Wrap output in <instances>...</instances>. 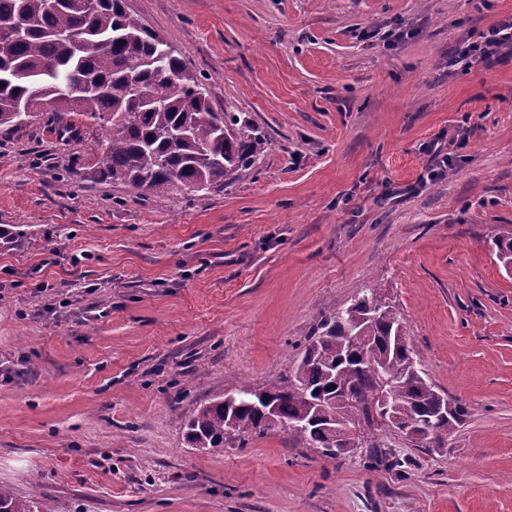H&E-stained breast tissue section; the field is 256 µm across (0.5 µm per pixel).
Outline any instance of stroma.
Wrapping results in <instances>:
<instances>
[{
	"label": "stroma",
	"mask_w": 512,
	"mask_h": 512,
	"mask_svg": "<svg viewBox=\"0 0 512 512\" xmlns=\"http://www.w3.org/2000/svg\"><path fill=\"white\" fill-rule=\"evenodd\" d=\"M264 145L223 191L156 201L69 178L98 132L0 127V485L53 512H512V49L457 64L512 0H126ZM450 153L430 178L426 152ZM377 287L468 407L402 465L188 448L197 404L293 367ZM490 248L506 272H512V229L495 237Z\"/></svg>",
	"instance_id": "35a3bbf8"
}]
</instances>
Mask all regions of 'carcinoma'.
<instances>
[{
  "label": "carcinoma",
  "instance_id": "cac0c4a2",
  "mask_svg": "<svg viewBox=\"0 0 512 512\" xmlns=\"http://www.w3.org/2000/svg\"><path fill=\"white\" fill-rule=\"evenodd\" d=\"M19 18L27 31L13 38L6 25ZM158 52V35L124 9V0H0V127L30 125L44 117L48 104L47 122L60 137L82 136L69 119L73 114L102 131L91 179L157 199L183 189L221 191L239 178L253 153L236 129L239 118L212 108L203 81L178 51L160 61ZM491 250L512 272V229L495 237ZM358 336L365 350L355 353ZM400 337L398 311L381 289L368 288L322 314L287 374L260 390L247 382L234 386L230 404L221 394L197 405L186 422V442L191 448H243L249 438L281 427L296 448H324L329 436L302 425L311 414L303 393L327 395L339 386L352 398L337 406L348 433L360 430L358 442L372 448V463L399 467L400 460L388 459L368 432L382 427L399 433L441 404L448 406V419L418 442L440 446L468 415L461 400L443 396L426 380ZM391 373L405 378L396 384L398 422L392 424L378 401ZM260 395L275 405L274 420L254 407ZM0 512L51 509L0 486Z\"/></svg>",
  "mask_w": 512,
  "mask_h": 512
}]
</instances>
